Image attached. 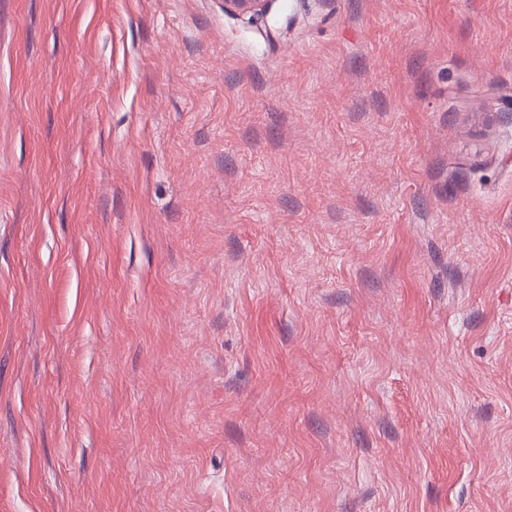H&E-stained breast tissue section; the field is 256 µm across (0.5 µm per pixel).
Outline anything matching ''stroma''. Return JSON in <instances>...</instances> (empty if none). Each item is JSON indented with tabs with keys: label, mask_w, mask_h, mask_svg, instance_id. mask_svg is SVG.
<instances>
[{
	"label": "stroma",
	"mask_w": 512,
	"mask_h": 512,
	"mask_svg": "<svg viewBox=\"0 0 512 512\" xmlns=\"http://www.w3.org/2000/svg\"><path fill=\"white\" fill-rule=\"evenodd\" d=\"M0 512H512V0H0ZM270 0H224V10L258 18L266 13Z\"/></svg>",
	"instance_id": "35a3bbf8"
}]
</instances>
